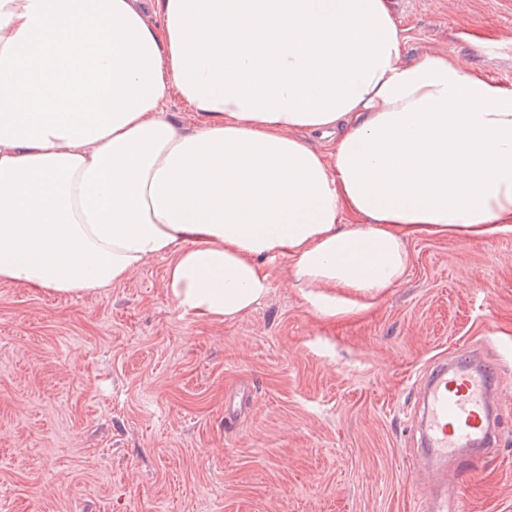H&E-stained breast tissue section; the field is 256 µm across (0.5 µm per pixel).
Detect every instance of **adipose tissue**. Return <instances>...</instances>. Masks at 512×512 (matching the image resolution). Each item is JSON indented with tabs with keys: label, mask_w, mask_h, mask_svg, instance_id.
<instances>
[{
	"label": "adipose tissue",
	"mask_w": 512,
	"mask_h": 512,
	"mask_svg": "<svg viewBox=\"0 0 512 512\" xmlns=\"http://www.w3.org/2000/svg\"><path fill=\"white\" fill-rule=\"evenodd\" d=\"M404 44L392 0H0V280L89 293L165 255L176 308L224 321L282 260L336 318L414 234L512 233V89Z\"/></svg>",
	"instance_id": "obj_1"
}]
</instances>
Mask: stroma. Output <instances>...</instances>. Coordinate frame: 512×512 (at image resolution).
Masks as SVG:
<instances>
[{"instance_id": "stroma-1", "label": "stroma", "mask_w": 512, "mask_h": 512, "mask_svg": "<svg viewBox=\"0 0 512 512\" xmlns=\"http://www.w3.org/2000/svg\"><path fill=\"white\" fill-rule=\"evenodd\" d=\"M405 59L512 88V0H395ZM411 266L342 318L283 264L230 321L182 314L149 260L94 293L0 280V512H418L411 408L451 352L500 366L498 448L462 479L512 512V234L411 236Z\"/></svg>"}]
</instances>
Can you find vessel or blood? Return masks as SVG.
I'll return each mask as SVG.
<instances>
[{"label": "vessel or blood", "instance_id": "obj_1", "mask_svg": "<svg viewBox=\"0 0 512 512\" xmlns=\"http://www.w3.org/2000/svg\"><path fill=\"white\" fill-rule=\"evenodd\" d=\"M498 372L472 354L439 360L422 378L423 408L418 417L421 453L436 466L425 512H467L458 484L444 468L469 470L474 459L488 457L500 439Z\"/></svg>", "mask_w": 512, "mask_h": 512}]
</instances>
